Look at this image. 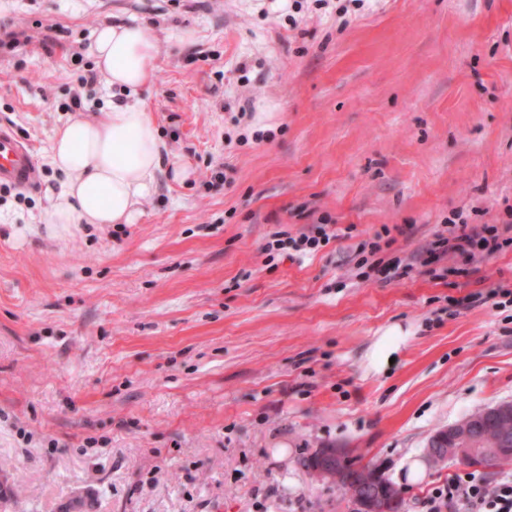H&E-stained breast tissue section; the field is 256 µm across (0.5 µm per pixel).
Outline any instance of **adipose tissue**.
<instances>
[{
	"label": "adipose tissue",
	"mask_w": 512,
	"mask_h": 512,
	"mask_svg": "<svg viewBox=\"0 0 512 512\" xmlns=\"http://www.w3.org/2000/svg\"><path fill=\"white\" fill-rule=\"evenodd\" d=\"M90 52L107 83L130 101L97 118H71L55 130L50 163L62 179L45 221L60 228L137 223L161 170L180 180L190 175L165 158L154 119L136 100L151 79L148 62L157 52L150 29L134 19L104 24Z\"/></svg>",
	"instance_id": "1"
}]
</instances>
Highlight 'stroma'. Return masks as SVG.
<instances>
[{
  "instance_id": "stroma-1",
  "label": "stroma",
  "mask_w": 512,
  "mask_h": 512,
  "mask_svg": "<svg viewBox=\"0 0 512 512\" xmlns=\"http://www.w3.org/2000/svg\"><path fill=\"white\" fill-rule=\"evenodd\" d=\"M0 0V125L37 189L0 186V512H349L299 464L350 449L423 512L464 473L411 472L430 437L512 402V248L438 279L358 276L382 229L419 255L452 213L512 204V0ZM135 18L157 41L138 100L191 175L136 224H45L73 95L125 102L89 52ZM271 113L267 125L256 122ZM338 237L297 261L277 231ZM404 342L366 368L383 330Z\"/></svg>"
}]
</instances>
